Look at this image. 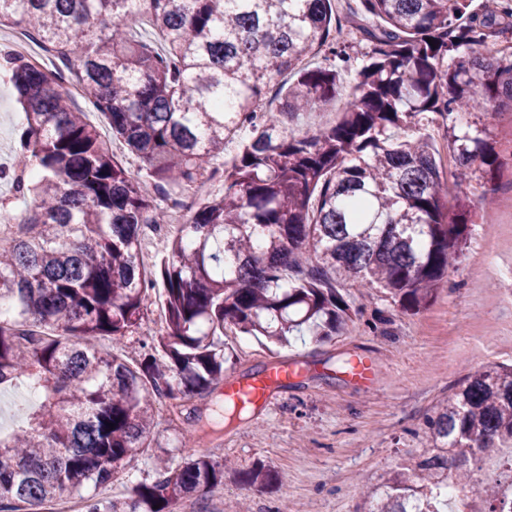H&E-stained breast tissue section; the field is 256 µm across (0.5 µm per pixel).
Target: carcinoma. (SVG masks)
<instances>
[{
    "mask_svg": "<svg viewBox=\"0 0 512 512\" xmlns=\"http://www.w3.org/2000/svg\"><path fill=\"white\" fill-rule=\"evenodd\" d=\"M340 23L335 0H0L12 24L49 54L3 57L26 126L14 167L32 214L0 202V386L40 394L26 424L0 435V512L41 508L114 479L152 447L154 405L208 393L224 379V328L273 345L306 328L338 336L356 312L341 292L382 288L417 314L434 300L467 243L475 210L459 188L479 164L490 183L497 154L485 128H457L480 96L512 100V47L480 53L512 20V0H358ZM434 40L429 44L427 39ZM288 73L291 81L280 77ZM281 105L267 110L272 89ZM344 98L340 119L312 135L286 118ZM163 188L212 180L237 141L218 192L183 218L153 269L140 261L144 227L169 211L115 159L87 120ZM448 130L455 172L406 130ZM161 288L164 332L139 357L102 353L138 326ZM252 408L224 400V419ZM114 428H109V424ZM430 451L366 496L365 512H443L438 490L473 491L486 512L512 492L473 486L466 463L512 447V368L470 373L426 420ZM181 465L116 502L80 497L83 512H176L224 484L228 465L185 438ZM247 487L279 476L258 463Z\"/></svg>",
    "mask_w": 512,
    "mask_h": 512,
    "instance_id": "obj_1",
    "label": "carcinoma"
}]
</instances>
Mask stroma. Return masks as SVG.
<instances>
[{"label": "stroma", "mask_w": 512, "mask_h": 512, "mask_svg": "<svg viewBox=\"0 0 512 512\" xmlns=\"http://www.w3.org/2000/svg\"><path fill=\"white\" fill-rule=\"evenodd\" d=\"M24 114L15 90L0 70V163L13 169L17 137ZM465 121L485 127L499 154L495 204L485 205L483 185L466 180L461 191L476 207L463 256L448 273V285L427 309L412 315L386 300L378 288H349L345 295L357 315L328 343L311 336L292 337L275 347L228 329L224 341L233 357L224 366L226 378H249L279 360L300 363L301 370L279 393L269 410H256L232 423L213 425L218 394L195 395L156 403L157 447L138 451L124 461L112 483L86 486L122 499L142 483H152L160 465L177 467L186 432L200 436L216 459L249 467L261 462L282 472L284 487L248 489L225 478L204 506L206 512H235L247 502L252 512H362L364 494L393 471L418 462L428 444L425 421L452 396L471 371L512 364V301L502 285L512 273V212L499 205L512 194V102L489 106L475 101ZM497 228L486 235L485 216ZM493 249L497 267L474 268L476 250ZM378 316V332L365 326ZM370 358L375 376L361 387L324 376V362Z\"/></svg>", "instance_id": "35a3bbf8"}]
</instances>
